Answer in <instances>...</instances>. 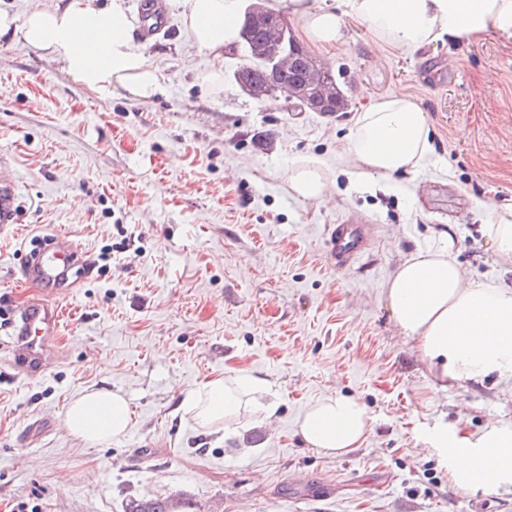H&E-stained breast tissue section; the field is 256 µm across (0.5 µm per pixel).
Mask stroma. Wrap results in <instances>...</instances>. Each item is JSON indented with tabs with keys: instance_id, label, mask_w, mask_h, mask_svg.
<instances>
[{
	"instance_id": "obj_1",
	"label": "stroma",
	"mask_w": 512,
	"mask_h": 512,
	"mask_svg": "<svg viewBox=\"0 0 512 512\" xmlns=\"http://www.w3.org/2000/svg\"><path fill=\"white\" fill-rule=\"evenodd\" d=\"M342 17L345 43L327 62L350 106L333 115L242 93L241 45L198 51L177 0L169 28L142 45L163 76L140 101L106 98L59 63L0 42V154L13 163L19 221L0 226V313L41 297L26 281L35 237L64 235L106 268L63 288L53 367L12 365L0 326V512H124L132 497L176 496L174 512H512V485L459 490L433 441L512 430V376L437 383L396 328L386 281L433 232L452 227L477 282L512 285V266L484 235L512 206V42L441 37L380 48L346 0H313ZM192 58L184 69L183 58ZM453 63L438 85L424 63ZM221 72L206 89L203 75ZM413 96L432 151L413 173L354 179L339 155L365 108ZM324 164L332 198L297 197L288 168ZM371 224L370 246L339 267L327 229ZM134 244L123 253V238ZM260 376L274 427L245 415L203 431L179 407L209 379ZM123 393L131 427L110 444L71 436L63 414L85 390ZM346 396L367 412L359 448L336 456L304 442L314 402Z\"/></svg>"
}]
</instances>
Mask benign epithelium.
Listing matches in <instances>:
<instances>
[{"instance_id":"7a95c632","label":"benign epithelium","mask_w":512,"mask_h":512,"mask_svg":"<svg viewBox=\"0 0 512 512\" xmlns=\"http://www.w3.org/2000/svg\"><path fill=\"white\" fill-rule=\"evenodd\" d=\"M247 22L266 19L268 24V41L266 42V56L273 63L272 72L261 83L238 84V88L251 97H262L275 91L282 92L287 99L293 101L300 99L303 107L315 112H330L334 110L331 92V82L335 81L332 72L326 69L318 72L315 80L298 87L288 81L289 76L304 54L299 43L288 24L279 22L275 14L258 3H251L245 9Z\"/></svg>"}]
</instances>
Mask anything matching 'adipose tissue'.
Here are the masks:
<instances>
[{"mask_svg": "<svg viewBox=\"0 0 512 512\" xmlns=\"http://www.w3.org/2000/svg\"><path fill=\"white\" fill-rule=\"evenodd\" d=\"M182 21L194 45L213 56L239 39L242 0H179ZM307 42L334 56L344 42L333 10L312 0H289ZM352 15L367 23L380 44L416 48L440 35L458 39L492 35L512 41V0H347ZM131 22L123 0L101 6L95 0H55L17 16L0 9V40L20 43L61 63L92 91L147 100L160 92L162 76L131 43ZM431 151L424 112L405 94L383 99L358 117L344 159L357 178L387 179L419 168ZM297 196L325 201L322 163L307 159L288 170ZM457 239L441 228L398 266L384 293L404 337L417 340L422 358L440 381L478 380L512 372V287L471 280L456 259ZM266 380L230 375L189 392L181 408L198 425L222 424L249 413L272 424ZM366 412L356 402L328 397L303 415L299 432L327 455L357 448L366 432ZM68 432L97 445L125 434L128 401L109 389L87 391L64 414ZM457 486L475 493L512 483V432L489 428L477 438L440 437L436 443Z\"/></svg>", "mask_w": 512, "mask_h": 512, "instance_id": "adipose-tissue-1", "label": "adipose tissue"}]
</instances>
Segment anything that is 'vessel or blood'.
I'll return each instance as SVG.
<instances>
[{"label":"vessel or blood","mask_w":512,"mask_h":512,"mask_svg":"<svg viewBox=\"0 0 512 512\" xmlns=\"http://www.w3.org/2000/svg\"><path fill=\"white\" fill-rule=\"evenodd\" d=\"M142 24L138 34L142 40L150 41L159 35L167 25L164 0H141ZM9 162L0 158V224L17 221V185L7 173ZM330 255L337 265L344 266L362 255L366 238L362 225L334 224L328 229ZM78 253L74 246L59 237L43 248L26 269L27 279L46 285L55 284L61 272L70 270L76 263ZM62 318L59 307L48 299L30 301L18 308L13 324L18 354L31 370L42 368L55 354L45 342L57 336Z\"/></svg>","instance_id":"obj_1"}]
</instances>
